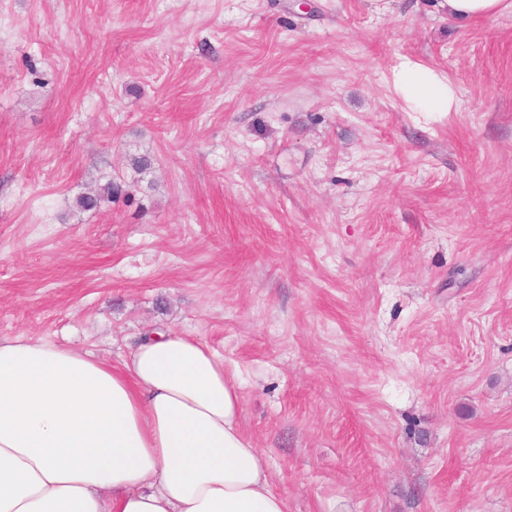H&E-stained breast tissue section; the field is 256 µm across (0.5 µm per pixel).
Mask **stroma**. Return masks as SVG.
<instances>
[{
    "label": "stroma",
    "mask_w": 512,
    "mask_h": 512,
    "mask_svg": "<svg viewBox=\"0 0 512 512\" xmlns=\"http://www.w3.org/2000/svg\"><path fill=\"white\" fill-rule=\"evenodd\" d=\"M156 328L223 356L288 512H512V13L0 0V338ZM394 85L413 112H452L458 107L456 88L447 76L409 59L395 68ZM124 191L121 184L109 180L95 193L84 194L77 197L76 206L82 210H97L103 203L111 202L113 198L118 197Z\"/></svg>",
    "instance_id": "obj_1"
}]
</instances>
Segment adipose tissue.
I'll use <instances>...</instances> for the list:
<instances>
[{"instance_id": "1", "label": "adipose tissue", "mask_w": 512, "mask_h": 512, "mask_svg": "<svg viewBox=\"0 0 512 512\" xmlns=\"http://www.w3.org/2000/svg\"><path fill=\"white\" fill-rule=\"evenodd\" d=\"M412 111L450 112L447 76L403 60ZM224 358L176 332L119 361L0 338V512H287L241 425Z\"/></svg>"}]
</instances>
